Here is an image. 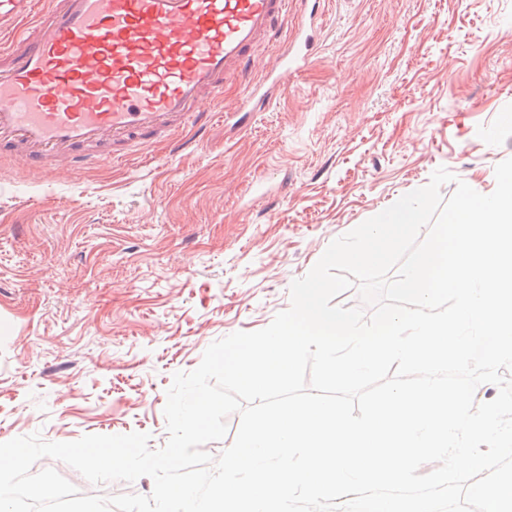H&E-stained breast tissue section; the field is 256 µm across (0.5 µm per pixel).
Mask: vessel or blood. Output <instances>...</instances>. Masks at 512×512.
<instances>
[{
    "label": "vessel or blood",
    "instance_id": "1",
    "mask_svg": "<svg viewBox=\"0 0 512 512\" xmlns=\"http://www.w3.org/2000/svg\"><path fill=\"white\" fill-rule=\"evenodd\" d=\"M289 0H0V155L45 174L182 145L246 79ZM299 31L238 103L266 109L308 59Z\"/></svg>",
    "mask_w": 512,
    "mask_h": 512
}]
</instances>
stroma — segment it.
<instances>
[{
	"label": "stroma",
	"mask_w": 512,
	"mask_h": 512,
	"mask_svg": "<svg viewBox=\"0 0 512 512\" xmlns=\"http://www.w3.org/2000/svg\"><path fill=\"white\" fill-rule=\"evenodd\" d=\"M313 28L310 58L246 126L225 87L193 148L51 177L0 159V442L168 440L175 373L267 327L327 246L446 168L482 194L512 157V0H299L274 41ZM84 495L94 485L44 457Z\"/></svg>",
	"instance_id": "1"
}]
</instances>
